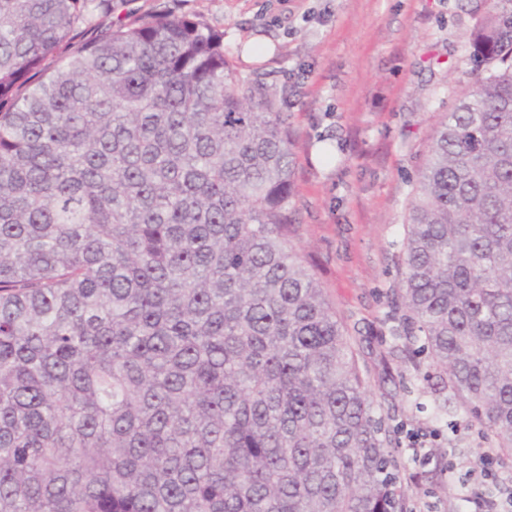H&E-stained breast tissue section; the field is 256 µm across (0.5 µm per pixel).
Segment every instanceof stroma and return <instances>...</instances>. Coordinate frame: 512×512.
I'll use <instances>...</instances> for the list:
<instances>
[{
    "label": "stroma",
    "instance_id": "stroma-1",
    "mask_svg": "<svg viewBox=\"0 0 512 512\" xmlns=\"http://www.w3.org/2000/svg\"><path fill=\"white\" fill-rule=\"evenodd\" d=\"M486 0H129L136 16L197 15L224 34L239 71L260 73L290 116L294 154L291 240L347 325L370 373V396L395 409L404 432L437 430L428 462L409 465L424 512H492L472 499L485 470L512 493V463L484 462L475 436L436 419L431 394L396 390L403 357L383 366L381 335L396 280L411 185L426 137L474 83L468 42ZM451 448L453 470L438 450Z\"/></svg>",
    "mask_w": 512,
    "mask_h": 512
}]
</instances>
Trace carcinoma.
Returning a JSON list of instances; mask_svg holds the SVG:
<instances>
[{"mask_svg": "<svg viewBox=\"0 0 512 512\" xmlns=\"http://www.w3.org/2000/svg\"><path fill=\"white\" fill-rule=\"evenodd\" d=\"M0 0V512H413L290 243L288 113L224 33ZM427 139L387 354L512 458V0ZM58 58L48 70L45 61Z\"/></svg>", "mask_w": 512, "mask_h": 512, "instance_id": "cac0c4a2", "label": "carcinoma"}]
</instances>
